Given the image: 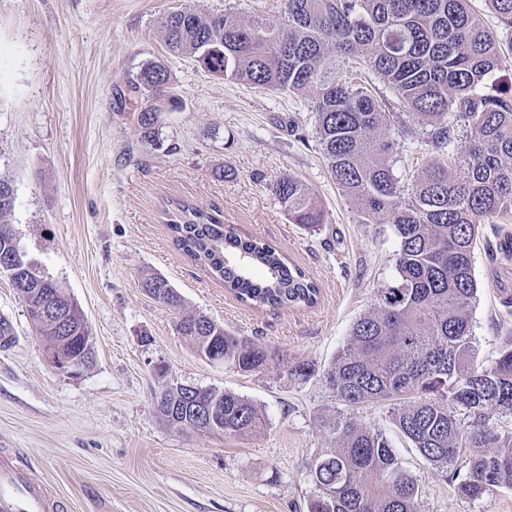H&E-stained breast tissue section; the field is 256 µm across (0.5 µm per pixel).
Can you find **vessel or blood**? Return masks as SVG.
Masks as SVG:
<instances>
[{
    "mask_svg": "<svg viewBox=\"0 0 512 512\" xmlns=\"http://www.w3.org/2000/svg\"><path fill=\"white\" fill-rule=\"evenodd\" d=\"M57 501L43 484L0 458V512H56Z\"/></svg>",
    "mask_w": 512,
    "mask_h": 512,
    "instance_id": "1",
    "label": "vessel or blood"
}]
</instances>
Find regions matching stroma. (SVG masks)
Returning a JSON list of instances; mask_svg holds the SVG:
<instances>
[{
	"label": "stroma",
	"mask_w": 512,
	"mask_h": 512,
	"mask_svg": "<svg viewBox=\"0 0 512 512\" xmlns=\"http://www.w3.org/2000/svg\"><path fill=\"white\" fill-rule=\"evenodd\" d=\"M282 0H0V174L15 204L9 222L42 273L78 303L94 356L80 373L50 362L22 298L0 274V318L14 341L0 348V453L52 489L64 512H306L307 462L331 447L324 428L338 411L318 373L353 323L395 276L397 239L363 224L309 140L316 96H284L222 79L167 50L160 20L189 7L250 20ZM165 61L182 105L164 110L157 144L136 116L146 104L137 76ZM397 174L412 185L435 153L423 135L399 140ZM304 182L326 213L319 230L289 223L271 190L279 177ZM217 207L245 238L266 240L320 288L311 308L258 310L238 301L173 243L166 210L176 201ZM512 215L482 224L474 249L479 299L472 311L478 362L491 363L512 332L500 304L512 290V257L497 252ZM166 277L188 311L281 358L242 373L201 359L178 314L148 296L146 275ZM298 362L315 366L291 378ZM170 378L235 392L265 416L240 438L170 427L154 395ZM384 433L417 479V512H512V489L458 496L396 428L392 408L355 409Z\"/></svg>",
	"instance_id": "obj_1"
}]
</instances>
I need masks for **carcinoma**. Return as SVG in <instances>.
I'll use <instances>...</instances> for the list:
<instances>
[{
    "instance_id": "obj_1",
    "label": "carcinoma",
    "mask_w": 512,
    "mask_h": 512,
    "mask_svg": "<svg viewBox=\"0 0 512 512\" xmlns=\"http://www.w3.org/2000/svg\"><path fill=\"white\" fill-rule=\"evenodd\" d=\"M512 33V0H488ZM167 49L190 55L208 72L276 93L317 90L308 105L313 135L332 179L362 224H390L398 238L396 276L378 289L374 307L353 324L322 380L348 409L410 399L393 410L400 432L420 455L450 473L457 494L478 499L512 488V338L489 364L477 362L472 315L477 301L473 250L478 226L512 212V82L481 88L499 70L512 38L489 33L468 0H283L282 9L252 21L230 13L202 16L191 8L161 19ZM363 56L410 115L425 125L438 158L406 192L394 172L397 139L390 113L341 71ZM136 89L151 103L137 113L143 140L159 135L164 108L180 97L159 61L146 62ZM465 150L449 153L458 137ZM291 224L316 231L325 212L293 176L272 184ZM15 203L0 176V264L15 263L13 288L38 289L48 317L32 318L47 347L77 357L91 335L77 303L35 265L14 262L6 238ZM168 226L178 247L239 301L256 308L312 307L316 282L277 248L241 237L216 208L178 201ZM141 288L181 313L177 331L197 351L242 372L264 369L275 352L236 336L213 320L183 312L167 278L150 274ZM223 434L245 437L265 425L250 400L220 390ZM335 446L307 463L314 492L308 512H416L418 482L401 466L389 439L339 412L328 422Z\"/></svg>"
}]
</instances>
